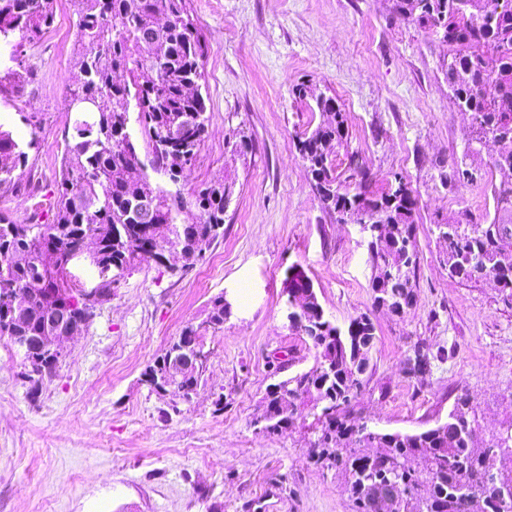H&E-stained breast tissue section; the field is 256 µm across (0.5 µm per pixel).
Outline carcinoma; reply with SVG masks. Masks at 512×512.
<instances>
[{"label":"carcinoma","instance_id":"carcinoma-1","mask_svg":"<svg viewBox=\"0 0 512 512\" xmlns=\"http://www.w3.org/2000/svg\"><path fill=\"white\" fill-rule=\"evenodd\" d=\"M56 0H0V37L14 32L36 36L53 21ZM82 46L83 78L70 90V108L78 112L72 139L63 154L52 220L16 224L0 215V337L44 335L39 304L27 289L44 276L49 288H69L70 262L88 245L98 266L133 268L150 242L156 248L203 251L224 228L225 202L235 182L206 185L190 203L181 193L152 184L148 171L172 182L195 162L207 129V106L201 91L204 44L186 8V0H72ZM404 20L441 37L452 53L448 85L459 108L473 116L462 158L453 162L448 183L458 187L484 178L466 159L493 136L510 148L492 162L494 170L512 175V0H392ZM132 79L115 81L116 73ZM318 111H333L299 138V151L315 181L325 209L342 221L368 224L372 261L371 288L376 308L389 313L412 306L417 250L416 203L407 191L390 187L380 195L365 186L336 185L333 154L344 137L342 112L332 97L306 87ZM151 147L141 160L131 123ZM177 127L184 138L167 146L159 140ZM27 153L0 124V192L15 186V171ZM151 194L159 201L156 228L143 229L136 219L138 199ZM497 209L512 214V180L493 186ZM198 217L181 220L187 205ZM447 246L451 275L479 281L495 272L501 291L512 298V220L490 224L436 225ZM288 294L309 307L301 322L290 324L316 350L307 371L269 385L263 407L271 428L278 416L276 387L301 405L320 410L316 462L343 478L356 512H512L500 481L512 483V418L479 442L471 437L476 415L469 396H458L448 421L420 433L376 432L343 413L361 389L368 358L365 347L376 339L367 315L343 330L325 317L308 275L292 269ZM493 449L486 460L475 448Z\"/></svg>","mask_w":512,"mask_h":512}]
</instances>
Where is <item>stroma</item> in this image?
<instances>
[{"instance_id":"1","label":"stroma","mask_w":512,"mask_h":512,"mask_svg":"<svg viewBox=\"0 0 512 512\" xmlns=\"http://www.w3.org/2000/svg\"><path fill=\"white\" fill-rule=\"evenodd\" d=\"M205 45L208 132L178 188L191 198L231 177L224 232L174 275L146 259L66 345L55 370L31 384L0 338V512H354L343 480L309 457L316 419L262 433L253 420L276 375L314 364L311 341L285 316V278L305 270L327 318L368 315L376 328L351 410L374 430L419 433L444 423L468 393L486 438L512 417V303L493 280L448 272L437 225L489 224L499 213L488 177L449 189L445 176L471 131L452 101L448 47L392 12V0H186ZM77 16L57 0L52 24L29 41L0 42V124L27 143L17 191L0 212L30 223L54 195L64 136L76 118L69 92L80 72ZM19 50L29 78L8 75ZM309 86L333 97L345 136L335 148L341 187L368 177L373 194L393 176L417 201L415 300L396 316L373 305L367 238L325 210L299 151L322 122L300 100ZM249 147L236 153L233 141ZM231 313L203 336L206 361L191 399L143 380L186 326L206 324L212 302ZM428 364L415 370L417 354Z\"/></svg>"}]
</instances>
